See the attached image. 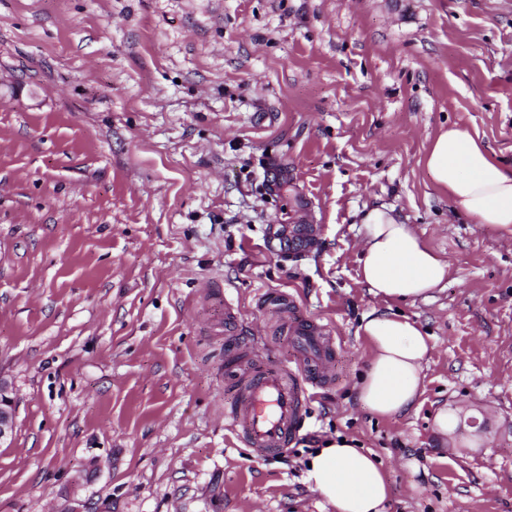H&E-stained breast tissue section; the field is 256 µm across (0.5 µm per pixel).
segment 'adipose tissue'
I'll list each match as a JSON object with an SVG mask.
<instances>
[{
	"label": "adipose tissue",
	"instance_id": "adipose-tissue-1",
	"mask_svg": "<svg viewBox=\"0 0 512 512\" xmlns=\"http://www.w3.org/2000/svg\"><path fill=\"white\" fill-rule=\"evenodd\" d=\"M424 165L457 211L512 239V166L498 162L482 141L454 125L432 140ZM363 225L360 281L380 304L359 327L371 356L358 398L371 413L394 417L416 407L422 396L431 344L415 320L392 306L429 298L446 279L449 265L386 208L370 209ZM309 461L308 482L336 512H384L391 496L386 471L354 440L327 443Z\"/></svg>",
	"mask_w": 512,
	"mask_h": 512
}]
</instances>
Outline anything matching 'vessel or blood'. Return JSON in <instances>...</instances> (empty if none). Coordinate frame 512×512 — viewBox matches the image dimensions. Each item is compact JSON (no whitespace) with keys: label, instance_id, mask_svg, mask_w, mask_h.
<instances>
[{"label":"vessel or blood","instance_id":"vessel-or-blood-1","mask_svg":"<svg viewBox=\"0 0 512 512\" xmlns=\"http://www.w3.org/2000/svg\"><path fill=\"white\" fill-rule=\"evenodd\" d=\"M292 297L278 302L281 313L290 315L289 333L302 346L303 358L297 369H276L258 364L251 344L239 349L242 361L253 362L254 370L243 376L237 387L238 399L224 414V424L251 448L273 455L283 452L299 430L309 388L330 381L334 344L324 327L292 318Z\"/></svg>","mask_w":512,"mask_h":512}]
</instances>
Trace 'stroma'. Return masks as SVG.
<instances>
[{"label":"stroma","mask_w":512,"mask_h":512,"mask_svg":"<svg viewBox=\"0 0 512 512\" xmlns=\"http://www.w3.org/2000/svg\"><path fill=\"white\" fill-rule=\"evenodd\" d=\"M451 125L512 164V0H0V512H333L306 469L339 437L382 462L386 512H512V240L432 185ZM381 205L450 265L395 306L432 350L390 418L357 399ZM281 294L333 336L334 377L265 456L224 427V322L296 367ZM443 412L486 431L451 450ZM15 428V409L12 388L0 375V446L11 443Z\"/></svg>","instance_id":"35a3bbf8"}]
</instances>
